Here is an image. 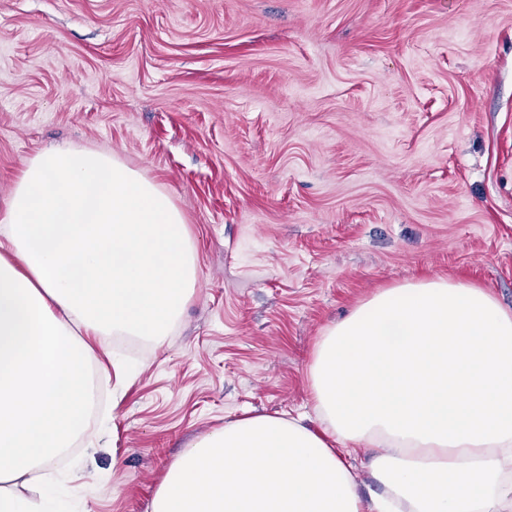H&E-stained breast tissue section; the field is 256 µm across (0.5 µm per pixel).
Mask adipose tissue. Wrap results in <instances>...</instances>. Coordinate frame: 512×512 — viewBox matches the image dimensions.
Masks as SVG:
<instances>
[{
    "instance_id": "ef3b65f1",
    "label": "adipose tissue",
    "mask_w": 512,
    "mask_h": 512,
    "mask_svg": "<svg viewBox=\"0 0 512 512\" xmlns=\"http://www.w3.org/2000/svg\"><path fill=\"white\" fill-rule=\"evenodd\" d=\"M172 197L112 153L29 159L0 213V512H58L44 469L86 434L91 336L162 340L196 286ZM320 430L249 415L169 466L151 512H512V311L434 278L379 290L308 366ZM372 451L364 503L345 463Z\"/></svg>"
}]
</instances>
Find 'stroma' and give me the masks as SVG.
<instances>
[{
    "label": "stroma",
    "mask_w": 512,
    "mask_h": 512,
    "mask_svg": "<svg viewBox=\"0 0 512 512\" xmlns=\"http://www.w3.org/2000/svg\"><path fill=\"white\" fill-rule=\"evenodd\" d=\"M112 152L183 212L197 286L46 472L149 512L243 415L309 409L323 329L380 288L512 309V0H0V209L45 148Z\"/></svg>",
    "instance_id": "1"
}]
</instances>
